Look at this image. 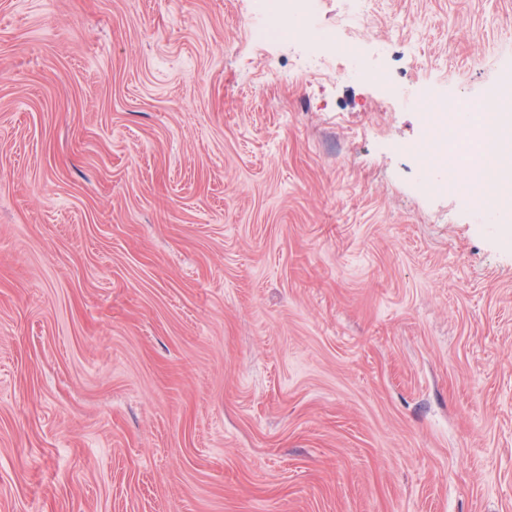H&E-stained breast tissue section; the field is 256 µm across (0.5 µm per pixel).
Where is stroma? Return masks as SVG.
<instances>
[{
    "label": "stroma",
    "instance_id": "stroma-1",
    "mask_svg": "<svg viewBox=\"0 0 512 512\" xmlns=\"http://www.w3.org/2000/svg\"><path fill=\"white\" fill-rule=\"evenodd\" d=\"M315 2L0 0V512H512V218L392 93L512 0ZM281 0H255L252 10L244 17L251 37L260 43L281 38L288 30V20L281 13ZM484 180L472 172L466 177L460 176L442 183L439 188L451 196H461L467 199H483Z\"/></svg>",
    "mask_w": 512,
    "mask_h": 512
}]
</instances>
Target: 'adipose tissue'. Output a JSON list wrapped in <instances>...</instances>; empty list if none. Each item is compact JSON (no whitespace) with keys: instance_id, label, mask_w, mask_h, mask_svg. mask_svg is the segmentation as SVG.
<instances>
[{"instance_id":"ef3b65f1","label":"adipose tissue","mask_w":512,"mask_h":512,"mask_svg":"<svg viewBox=\"0 0 512 512\" xmlns=\"http://www.w3.org/2000/svg\"><path fill=\"white\" fill-rule=\"evenodd\" d=\"M482 112L494 133L480 150V164L487 172L486 199L491 209L503 212L512 208V96L487 99Z\"/></svg>"}]
</instances>
